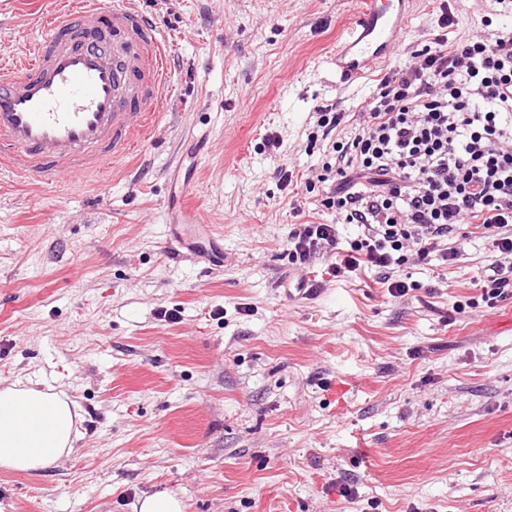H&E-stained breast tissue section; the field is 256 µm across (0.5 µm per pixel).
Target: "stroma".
<instances>
[{"mask_svg":"<svg viewBox=\"0 0 512 512\" xmlns=\"http://www.w3.org/2000/svg\"><path fill=\"white\" fill-rule=\"evenodd\" d=\"M171 51L175 89L152 141L108 181L32 185L0 173V387L78 406L71 455L0 468V512H135L171 490L185 512H512V299L479 304L490 243L457 263L377 272L292 300L326 261L288 256L292 225L330 222L315 107L359 111L379 70L339 87L322 59L358 0H131ZM53 0H0V57L32 46ZM501 27L496 0H418L391 58ZM279 148L264 144L265 136ZM224 264L168 249L185 184ZM175 311L178 322L162 313ZM352 498H344L342 486Z\"/></svg>","mask_w":512,"mask_h":512,"instance_id":"obj_1","label":"stroma"}]
</instances>
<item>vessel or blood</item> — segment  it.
<instances>
[{
  "mask_svg": "<svg viewBox=\"0 0 512 512\" xmlns=\"http://www.w3.org/2000/svg\"><path fill=\"white\" fill-rule=\"evenodd\" d=\"M415 0H359L328 64L337 84L393 55ZM109 12L120 38L101 41L94 22ZM173 91L160 29L128 0H62L40 40L12 54L0 73V167L52 186L67 174L104 175L135 141L147 140ZM213 225L174 224L169 240L217 266L224 250Z\"/></svg>",
  "mask_w": 512,
  "mask_h": 512,
  "instance_id": "vessel-or-blood-1",
  "label": "vessel or blood"
}]
</instances>
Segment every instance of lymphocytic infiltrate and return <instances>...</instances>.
Masks as SVG:
<instances>
[{"label":"lymphocytic infiltrate","instance_id":"1","mask_svg":"<svg viewBox=\"0 0 512 512\" xmlns=\"http://www.w3.org/2000/svg\"><path fill=\"white\" fill-rule=\"evenodd\" d=\"M317 180L329 224L288 234L293 263L319 253L332 278L379 270L388 294L407 262L448 265L464 252L462 226L478 224L491 242V270L475 278L488 307L512 298V33L449 40L436 36L405 66L386 73ZM360 234L339 250V227Z\"/></svg>","mask_w":512,"mask_h":512}]
</instances>
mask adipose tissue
<instances>
[{
    "label": "adipose tissue",
    "instance_id": "ef3b65f1",
    "mask_svg": "<svg viewBox=\"0 0 512 512\" xmlns=\"http://www.w3.org/2000/svg\"><path fill=\"white\" fill-rule=\"evenodd\" d=\"M76 418L65 394L19 382L0 388V467L29 473L56 464L75 447Z\"/></svg>",
    "mask_w": 512,
    "mask_h": 512
}]
</instances>
